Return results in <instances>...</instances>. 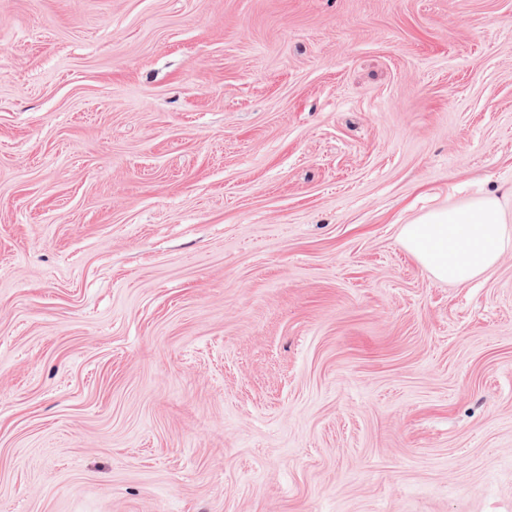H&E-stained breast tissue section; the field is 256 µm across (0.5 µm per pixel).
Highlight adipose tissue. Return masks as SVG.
Returning a JSON list of instances; mask_svg holds the SVG:
<instances>
[{
	"instance_id": "adipose-tissue-1",
	"label": "adipose tissue",
	"mask_w": 512,
	"mask_h": 512,
	"mask_svg": "<svg viewBox=\"0 0 512 512\" xmlns=\"http://www.w3.org/2000/svg\"><path fill=\"white\" fill-rule=\"evenodd\" d=\"M406 249L438 281L463 285L512 247L500 196L484 192L403 225Z\"/></svg>"
}]
</instances>
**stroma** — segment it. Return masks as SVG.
<instances>
[{"label":"stroma","mask_w":512,"mask_h":512,"mask_svg":"<svg viewBox=\"0 0 512 512\" xmlns=\"http://www.w3.org/2000/svg\"><path fill=\"white\" fill-rule=\"evenodd\" d=\"M512 0H0V512H512ZM500 196L484 192L431 210L401 229L406 249L440 282L465 285L512 246Z\"/></svg>","instance_id":"stroma-1"}]
</instances>
